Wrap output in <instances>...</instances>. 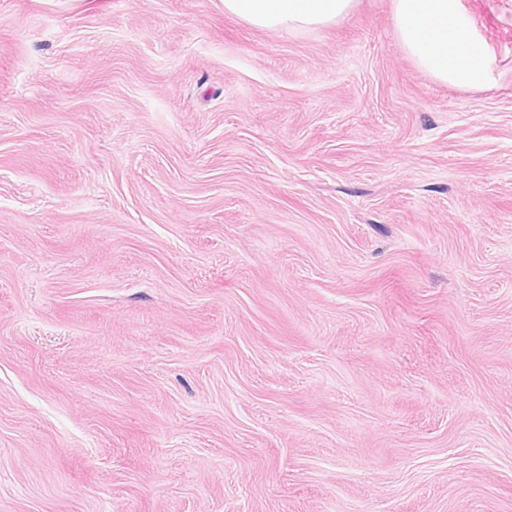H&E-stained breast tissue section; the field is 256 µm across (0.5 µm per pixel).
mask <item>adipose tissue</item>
<instances>
[{
  "label": "adipose tissue",
  "instance_id": "1",
  "mask_svg": "<svg viewBox=\"0 0 512 512\" xmlns=\"http://www.w3.org/2000/svg\"><path fill=\"white\" fill-rule=\"evenodd\" d=\"M355 0H224L225 13L259 29L298 32L347 15ZM397 38L404 52L436 80L482 86L487 50L463 18L459 0H392Z\"/></svg>",
  "mask_w": 512,
  "mask_h": 512
}]
</instances>
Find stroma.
Segmentation results:
<instances>
[{
	"instance_id": "35a3bbf8",
	"label": "stroma",
	"mask_w": 512,
	"mask_h": 512,
	"mask_svg": "<svg viewBox=\"0 0 512 512\" xmlns=\"http://www.w3.org/2000/svg\"><path fill=\"white\" fill-rule=\"evenodd\" d=\"M480 88L392 0H0V512H512V0ZM355 0H224V12L259 29L298 32L347 15Z\"/></svg>"
}]
</instances>
